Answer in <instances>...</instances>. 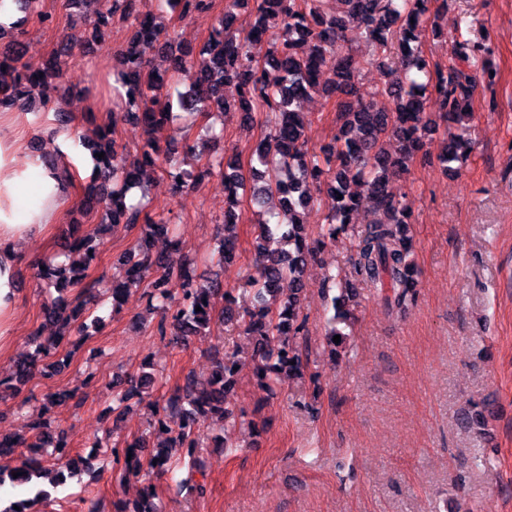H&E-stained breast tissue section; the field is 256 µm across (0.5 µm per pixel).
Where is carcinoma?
<instances>
[{"instance_id": "cac0c4a2", "label": "carcinoma", "mask_w": 512, "mask_h": 512, "mask_svg": "<svg viewBox=\"0 0 512 512\" xmlns=\"http://www.w3.org/2000/svg\"><path fill=\"white\" fill-rule=\"evenodd\" d=\"M81 7L98 4L95 10L80 13L82 28L78 34L101 36L102 28L119 14L133 19L134 30L121 50V68L112 76V107L127 98L129 109L123 118L135 119L155 133L173 121L174 109L201 105L202 110L240 114L252 120V114L266 112L274 116L271 132L257 142L250 159V177H245L238 159L207 160L204 173L215 178L224 188L229 208L221 225L219 247L214 250L218 263L230 266L237 260L236 235L239 191H250V201L259 206L264 199L278 194L282 207L266 211V217L254 225L255 272L248 280L254 295V308L241 313L234 306L221 279L201 285L190 271L181 265H170L163 256L144 247L125 252L117 262L125 267L124 279L111 288L112 310L117 311L128 294L145 281H151L154 293L164 313L159 324L161 335L175 339L197 336L210 327L216 301H224L220 320L241 328L251 345V358L256 381L271 396L276 395L279 374L303 375L302 354L293 340L302 334L306 315L303 314V269L310 251L307 228L301 211L314 202L310 186L327 175L325 224L320 226L318 245L334 240L348 231H355L352 217L361 209H370L375 218L364 229L356 231L354 239V270L366 279L378 296L388 305L403 307L416 297L414 269L407 257L411 243L407 225L411 214L399 200L393 186L395 177L405 173L424 147L427 131L443 126L445 147L440 162L450 170V163L466 156L471 142L456 130L469 124L472 93L477 81L493 82L492 67L484 55L486 48L477 43L471 53H462L473 72L466 73L451 64L445 71L430 72L422 51V21L429 12L431 0H342L343 14L329 15L326 0H232L235 7H250L247 27L236 34L230 30L237 14L227 10L219 29L210 36L200 51V61L186 62L178 58L173 69L160 70L146 57L150 49L166 53L171 33L155 23L151 13L133 9L135 0H69ZM172 7H181L180 15L207 11L212 0H164ZM357 35L371 44L376 64L385 67L391 50L403 57L405 79L386 83L365 101L356 95L355 71L351 58L343 53L350 36ZM73 34L63 35L60 49L53 62L42 73L31 72L22 64V43L14 41L10 56L0 55V108L23 112L47 110L52 104L55 82L66 77L69 69L68 43ZM268 44L266 62L274 63L280 76L271 83L253 47ZM189 65L195 72L192 89L172 95L176 75ZM331 65L332 78L321 83V68ZM232 86L237 97L228 100L224 88ZM314 92L343 95L340 104L341 125L332 148L336 166L324 169L319 156L309 152L302 113L294 104L304 95ZM438 103L437 117L426 111L430 99ZM117 117L97 127L95 152L105 153L95 158L97 178L84 185L79 205L86 211L100 209L111 223L101 224L73 239L68 251L82 254V261L62 267L52 261L38 269L36 276L47 286L62 293L79 283L101 246L104 232H116L119 227L133 228L144 220L145 236L166 234L169 219L142 215L141 204H126L127 191L140 184L144 168L159 161L160 148L156 140L146 141L141 161L126 165L114 137ZM342 198H337V195ZM356 299L352 288H343L331 299L334 314L328 319L325 334L331 353L339 345L333 337L346 338L339 328L349 321V303ZM95 296L76 298L68 302L60 296L44 306L45 320L57 327L48 343L36 345L35 352L18 358L14 363L13 389L20 391L39 367L73 331H82L80 318L90 314L89 305ZM201 311H196V307ZM239 368L234 356H224L215 362L209 379L202 383L187 373L164 403L156 404L157 422L176 421L174 435L164 445H152L146 433L133 438L122 448L112 449L115 463L122 464L117 479L128 481L141 475L143 469L164 472L171 467V451L184 448L191 454L199 447L201 425L208 421L224 423V438L220 447L227 446L237 427V416L229 409L230 395L238 384ZM156 382L152 373L141 372L112 385V414H123L122 405L134 391L149 392ZM45 446L66 448L64 433L43 424L41 435L34 443L24 438L0 435V457L12 455L19 448L20 473L11 478L15 484H26L45 472L40 449ZM156 496L146 492L133 509L118 507L116 512H163L155 503Z\"/></svg>"}]
</instances>
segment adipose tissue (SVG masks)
Returning <instances> with one entry per match:
<instances>
[{"instance_id": "obj_1", "label": "adipose tissue", "mask_w": 512, "mask_h": 512, "mask_svg": "<svg viewBox=\"0 0 512 512\" xmlns=\"http://www.w3.org/2000/svg\"><path fill=\"white\" fill-rule=\"evenodd\" d=\"M26 132L20 113H0V341L13 331L23 249L57 222L68 192L67 182L39 162L19 165Z\"/></svg>"}]
</instances>
